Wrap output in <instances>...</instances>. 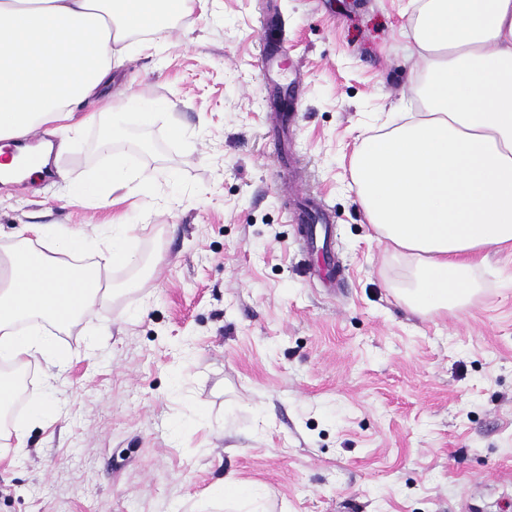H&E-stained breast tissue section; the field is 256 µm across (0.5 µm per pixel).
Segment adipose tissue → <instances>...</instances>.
Listing matches in <instances>:
<instances>
[{
  "mask_svg": "<svg viewBox=\"0 0 512 512\" xmlns=\"http://www.w3.org/2000/svg\"><path fill=\"white\" fill-rule=\"evenodd\" d=\"M422 110L362 139L351 159L368 223L407 266L400 300L420 315L466 312L486 250L512 242V0H416ZM188 0H0V139L69 118L110 80L133 32L150 46ZM145 180L120 158L72 184L106 200ZM0 252V360L49 359L60 330L112 293L97 266L75 264L90 237L27 224Z\"/></svg>",
  "mask_w": 512,
  "mask_h": 512,
  "instance_id": "adipose-tissue-1",
  "label": "adipose tissue"
}]
</instances>
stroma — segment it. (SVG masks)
Masks as SVG:
<instances>
[{
  "instance_id": "obj_1",
  "label": "stroma",
  "mask_w": 512,
  "mask_h": 512,
  "mask_svg": "<svg viewBox=\"0 0 512 512\" xmlns=\"http://www.w3.org/2000/svg\"><path fill=\"white\" fill-rule=\"evenodd\" d=\"M410 0H192L155 49L118 58L105 102H156L100 151L80 123L50 175L0 184V246L25 224L112 216L133 258L114 294L46 328L0 450V512H512V244L467 315L421 316L359 203L361 139L420 106ZM180 135H173L172 127ZM147 192L111 208L70 182L108 154Z\"/></svg>"
}]
</instances>
